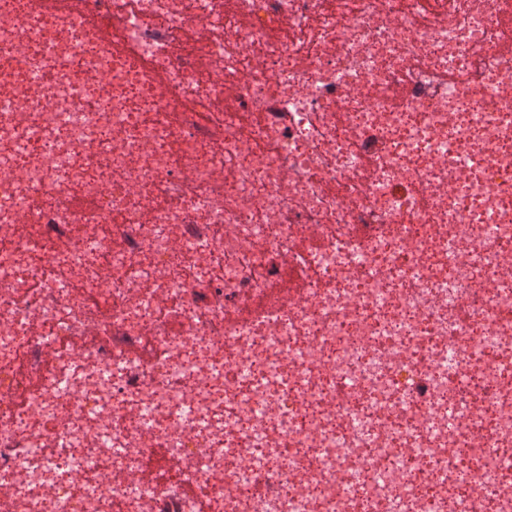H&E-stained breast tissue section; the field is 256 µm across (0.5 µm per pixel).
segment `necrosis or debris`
<instances>
[{"instance_id": "1", "label": "necrosis or debris", "mask_w": 512, "mask_h": 512, "mask_svg": "<svg viewBox=\"0 0 512 512\" xmlns=\"http://www.w3.org/2000/svg\"><path fill=\"white\" fill-rule=\"evenodd\" d=\"M84 7L0 0V512H512V0ZM45 6L51 11H61L80 15L84 26L89 29L96 30L102 41L112 47V52L114 54L126 57L130 55L129 50L121 41L115 30L103 29L99 26L94 17L81 14L80 0H46Z\"/></svg>"}]
</instances>
